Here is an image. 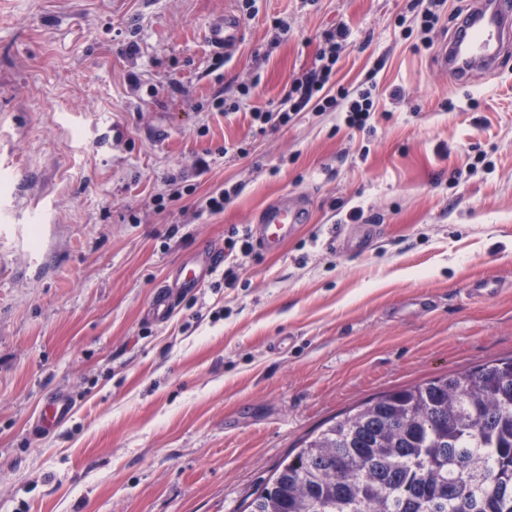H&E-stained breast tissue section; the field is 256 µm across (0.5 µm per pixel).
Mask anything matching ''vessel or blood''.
I'll return each instance as SVG.
<instances>
[{
  "label": "vessel or blood",
  "mask_w": 512,
  "mask_h": 512,
  "mask_svg": "<svg viewBox=\"0 0 512 512\" xmlns=\"http://www.w3.org/2000/svg\"><path fill=\"white\" fill-rule=\"evenodd\" d=\"M242 33V22L233 12L210 24L208 39L215 48L231 51ZM512 53V0H476L475 8L459 23L449 47L439 50V65L457 79L477 70L496 72L506 55ZM308 208L303 200L282 197L261 213L255 230L257 246L266 252L280 249L305 223Z\"/></svg>",
  "instance_id": "vessel-or-blood-1"
}]
</instances>
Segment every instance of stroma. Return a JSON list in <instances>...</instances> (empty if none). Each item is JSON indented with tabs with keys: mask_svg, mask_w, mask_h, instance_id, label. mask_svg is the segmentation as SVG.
I'll return each instance as SVG.
<instances>
[{
	"mask_svg": "<svg viewBox=\"0 0 512 512\" xmlns=\"http://www.w3.org/2000/svg\"><path fill=\"white\" fill-rule=\"evenodd\" d=\"M472 4L427 31L423 0H0V512H245L333 417L512 356V65L437 62ZM343 24L328 91L375 82L370 131L281 116ZM287 194L309 222L244 251ZM241 33V19L233 12L228 11L224 13V17L210 24L208 39L213 47L224 50V54H226L236 46Z\"/></svg>",
	"mask_w": 512,
	"mask_h": 512,
	"instance_id": "1",
	"label": "stroma"
}]
</instances>
